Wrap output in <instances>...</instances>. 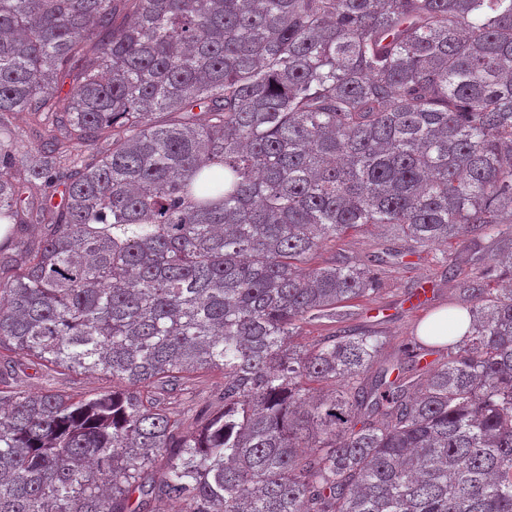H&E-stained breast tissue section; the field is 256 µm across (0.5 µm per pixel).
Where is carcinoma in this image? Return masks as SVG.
I'll list each match as a JSON object with an SVG mask.
<instances>
[{
	"label": "carcinoma",
	"instance_id": "cac0c4a2",
	"mask_svg": "<svg viewBox=\"0 0 512 512\" xmlns=\"http://www.w3.org/2000/svg\"><path fill=\"white\" fill-rule=\"evenodd\" d=\"M0 224V512H512V0H0ZM365 227L467 241L464 336L294 345ZM25 375H22L24 389L31 392L55 390L69 395L80 396L94 392L112 389V381L97 374H83L71 376L66 374H53L46 377L37 365L27 363Z\"/></svg>",
	"mask_w": 512,
	"mask_h": 512
}]
</instances>
